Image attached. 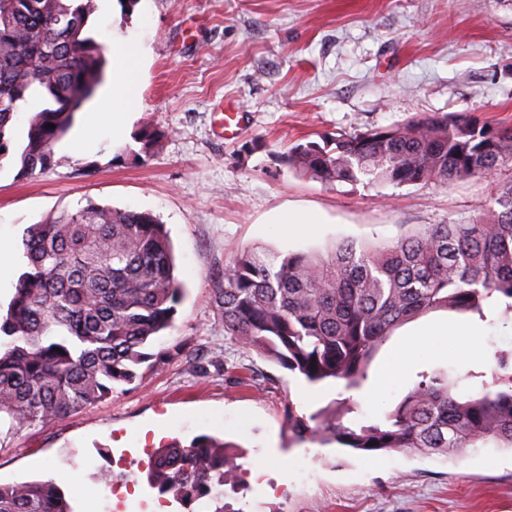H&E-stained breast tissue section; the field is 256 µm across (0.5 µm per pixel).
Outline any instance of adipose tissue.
Listing matches in <instances>:
<instances>
[{"mask_svg":"<svg viewBox=\"0 0 512 512\" xmlns=\"http://www.w3.org/2000/svg\"><path fill=\"white\" fill-rule=\"evenodd\" d=\"M140 45L128 41L120 34L112 36V86L102 107V112L113 127H121L129 113L135 112L139 105L134 74Z\"/></svg>","mask_w":512,"mask_h":512,"instance_id":"obj_1","label":"adipose tissue"}]
</instances>
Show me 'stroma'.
<instances>
[{"label": "stroma", "mask_w": 512, "mask_h": 512, "mask_svg": "<svg viewBox=\"0 0 512 512\" xmlns=\"http://www.w3.org/2000/svg\"><path fill=\"white\" fill-rule=\"evenodd\" d=\"M122 34L143 49L140 108L113 140L99 89L54 144L49 170L21 177L1 164L0 237L22 251L30 225L90 201L158 215L187 288L175 330L154 343L171 357L102 402L1 439L0 484L76 472L80 489L64 491L72 512H186L150 487L148 455L207 435L234 445L243 471V485L225 491L232 512H512L511 449L365 454L296 437L289 412H334L341 386L308 384L238 346L212 300L245 249L323 252L484 213L512 162L447 187H393L324 185L281 157L324 134L438 114L512 127V0H138ZM226 109L241 119L223 134ZM147 132L156 140L146 152ZM288 209L321 221L283 234L272 219ZM461 318L434 310L397 327L351 394L357 419H382L424 371L447 370L461 394L479 386L486 357L512 352V313L500 307L479 325L480 357L463 356L452 336L447 351L418 348L377 386L410 335ZM103 470L114 492L102 493Z\"/></svg>", "instance_id": "obj_1"}]
</instances>
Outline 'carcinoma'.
<instances>
[{
    "mask_svg": "<svg viewBox=\"0 0 512 512\" xmlns=\"http://www.w3.org/2000/svg\"><path fill=\"white\" fill-rule=\"evenodd\" d=\"M96 10V0H0V162L14 158L22 176L51 167L53 144L102 81ZM35 95L47 106L16 153L11 131ZM283 162L325 185H448L512 162V128L435 115L298 143ZM23 245L25 270L0 319V437L50 426L133 384L141 369L163 367L166 353L152 346L175 327L184 293L168 232L149 211L91 202L31 225ZM213 303L239 346L311 384L358 390L397 326L441 309L481 319L501 304L512 312V180L466 224H419L391 242L342 240L324 253L247 250L225 268ZM490 376L458 396L448 372H423L380 424L312 426L291 409L288 422L301 438L364 452L512 448V355H494ZM239 469L226 443L201 436L156 450L148 482L194 512L202 499L223 498ZM0 512L71 507L54 481L33 480L0 485Z\"/></svg>",
    "mask_w": 512,
    "mask_h": 512,
    "instance_id": "obj_1",
    "label": "carcinoma"
}]
</instances>
